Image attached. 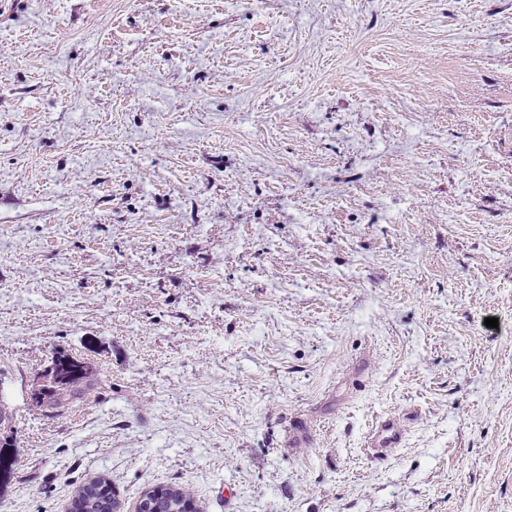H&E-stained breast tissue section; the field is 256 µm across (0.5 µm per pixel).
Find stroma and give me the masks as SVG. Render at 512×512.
Returning <instances> with one entry per match:
<instances>
[{
  "label": "stroma",
  "instance_id": "35a3bbf8",
  "mask_svg": "<svg viewBox=\"0 0 512 512\" xmlns=\"http://www.w3.org/2000/svg\"><path fill=\"white\" fill-rule=\"evenodd\" d=\"M102 477L512 512V0H0V512ZM76 364L78 362L68 355L55 356L52 363L44 370L41 384L33 394L36 403L40 406L43 405L46 396L50 394L46 401L50 408H68L84 404L90 392L98 388L100 383L95 375L88 370H81L71 375L78 368ZM70 375L69 380L53 393ZM402 441L403 431L399 424L394 419L383 418L372 427L367 438V448H370L373 456L384 457Z\"/></svg>",
  "mask_w": 512,
  "mask_h": 512
}]
</instances>
